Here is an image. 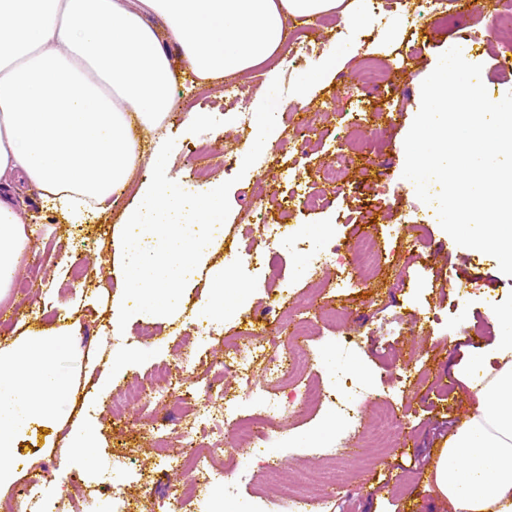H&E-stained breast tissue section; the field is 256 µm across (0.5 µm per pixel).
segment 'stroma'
<instances>
[{
  "mask_svg": "<svg viewBox=\"0 0 512 512\" xmlns=\"http://www.w3.org/2000/svg\"><path fill=\"white\" fill-rule=\"evenodd\" d=\"M446 2V14L427 16L415 31L405 16L416 0H390L379 9L373 0H359L358 21L337 13L332 26L313 23V51L295 61L280 50L235 80L233 96L225 93L220 80L199 85L187 77L179 82L182 110L173 114L167 128L175 141L168 177L190 193L203 182L229 180L233 186L224 239L187 287L175 316L151 323L133 318L123 326L112 307L123 279L110 270L107 258L114 227L122 223L125 205L135 201L134 190H127L121 205L86 219L70 218L47 208L37 196L22 193L20 207L32 225L31 241L0 305V345L26 329L50 330L62 322L77 326L78 334L59 363L72 383L60 422L45 432L33 427L20 437L13 480L0 487V512H29L27 501L15 493L16 484L37 478L43 481L41 512H113L107 498H85L77 488L104 472L125 489L133 512H161L156 497L129 479L125 461L135 460L156 489L178 483L168 457L182 448V440L174 433L158 440L153 428L163 416L177 417L181 410L169 400L122 408L115 407V400L145 383L156 363L192 350L202 358L196 376L222 377L228 395L246 407L250 387L263 385L264 377L255 366L245 374L225 369V346L245 343L243 319L260 315L275 301L281 306L280 318L267 329L266 352L276 349L284 329L303 319L309 322L308 361L283 382L281 395L309 383L330 387L338 375L350 374L361 389L354 404L395 412L401 437L388 439L364 459L326 455L337 423L321 399L311 402L303 418L273 420L265 436L251 445L233 443L237 421L226 420L220 428L200 421L197 446L223 451L243 476L224 489L222 501L204 490L189 512H214L219 505L226 512H253L259 501L287 512L289 498L309 494L331 469L338 475L334 489L308 512H449L425 474L471 397L458 370L492 349L505 332L495 312L512 305V277L501 272L494 256L457 245L441 228L435 207L422 202L403 176L404 139L420 109L421 84L449 45L461 47L467 62L481 65L488 95L498 101L512 91V70L498 66L512 48L486 36L492 15L483 0ZM475 29L482 30L481 41L465 44V35ZM335 56L343 59V67L326 72ZM369 58L396 73V80L365 89L362 65ZM321 70L324 81L305 88L304 78ZM275 80L287 105L280 114L278 140L252 166H244L250 146L240 140L241 128L254 123L256 109ZM361 108L372 118L368 132L360 136L352 115ZM188 112H205L210 119L188 129L182 124ZM295 113L318 129L303 151L295 146ZM357 149L363 153L364 170L349 172L324 208H293L286 219L288 234L253 244L243 217L268 188L284 194L299 181L318 184L322 166ZM226 153L233 157L228 165L222 161ZM372 222L382 251L372 279L338 287L333 263L309 273L311 255L347 247L356 225ZM416 224L423 228V243L412 249L408 241ZM257 250L277 256V263L249 270V255ZM84 267L93 269L94 277L73 279L72 270ZM219 269L231 289L220 319L209 309L211 279ZM452 275L462 281V288H449ZM25 281L32 285L27 293L19 288ZM146 329L151 332L147 338L142 335ZM343 336L357 342L354 352L338 349ZM89 428L97 433L98 450L88 458L73 443ZM313 446L319 454L307 455Z\"/></svg>",
  "mask_w": 512,
  "mask_h": 512,
  "instance_id": "obj_1",
  "label": "stroma"
}]
</instances>
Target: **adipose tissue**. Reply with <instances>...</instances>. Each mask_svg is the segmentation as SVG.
<instances>
[{
    "label": "adipose tissue",
    "instance_id": "obj_1",
    "mask_svg": "<svg viewBox=\"0 0 512 512\" xmlns=\"http://www.w3.org/2000/svg\"><path fill=\"white\" fill-rule=\"evenodd\" d=\"M344 0H0V299L28 235L15 191L84 218L127 191L144 157L136 134L178 108L180 73L245 75L285 44L289 23ZM74 331L0 350V485L13 448L52 426L71 382L58 367ZM473 394L438 452L431 485L452 512H512V333L458 375Z\"/></svg>",
    "mask_w": 512,
    "mask_h": 512
}]
</instances>
